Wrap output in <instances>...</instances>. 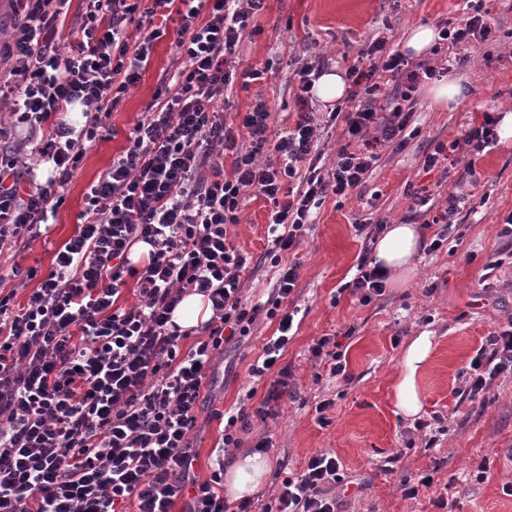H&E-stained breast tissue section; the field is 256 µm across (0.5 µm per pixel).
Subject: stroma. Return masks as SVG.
<instances>
[{
	"mask_svg": "<svg viewBox=\"0 0 512 512\" xmlns=\"http://www.w3.org/2000/svg\"><path fill=\"white\" fill-rule=\"evenodd\" d=\"M489 11L488 39L471 41L465 63L445 62L443 54L425 56L447 80L460 81L461 94L435 102L428 85L417 94L418 136L405 148H380V160L367 181L344 201L328 196L298 248L299 282L290 296L299 310L296 334L283 357L292 368L291 399L282 401L275 418L256 425L255 436L267 437L272 470L252 497L254 512L276 503L288 473L303 470L310 455L329 452L343 467L346 484L338 490L348 512H440L435 505L446 494L451 512H512V496L502 487L512 483V376L498 377L486 403L461 396L464 371L489 332L512 319V264L485 274L488 263L512 247L501 230L512 213V140L497 143L457 162L449 175L424 172L422 154L428 145L451 142L483 113L512 107V0H482ZM468 16L465 0H266L253 23L256 31L240 48V68L265 70V79L245 82L236 77L225 92L224 116L240 123L257 98L271 112L272 135L288 126L295 110L294 59L324 60L326 71L345 72L379 36L402 49L405 32L431 28ZM170 35L157 40L142 80L125 93L106 120L108 132L86 154L65 188V202L53 224L22 234L15 256L0 259V288L13 292L14 306L25 303L38 280L49 273L57 249L75 231L90 184L128 144V137L159 82L171 72L174 52ZM472 166L475 177L464 176ZM428 187L437 206L449 195L469 202L434 253L420 252L414 273L401 284L363 306L343 292L362 257L373 254V240L357 236L354 224L420 225L423 243L435 230L426 215L412 211L408 187ZM270 203L247 196L230 239L250 258L253 270L243 284L249 302L266 301L275 278L267 251ZM35 271L20 280L12 267ZM275 324L258 318L249 335L226 344L217 354L214 373L204 390V406L192 432L193 479H208L223 459L224 413L243 400L259 404L268 380H257L248 367L272 336ZM434 338L432 356L418 378L423 408L410 418L398 412L394 381L409 341L422 332ZM334 334L343 338L349 379H331L310 358L315 340ZM329 400L328 425H319L317 402ZM441 425L438 438L430 428ZM485 475H478V468ZM431 473L434 486L416 498L403 497L399 483Z\"/></svg>",
	"mask_w": 512,
	"mask_h": 512,
	"instance_id": "35a3bbf8",
	"label": "stroma"
}]
</instances>
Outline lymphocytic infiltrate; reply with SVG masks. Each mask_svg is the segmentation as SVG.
I'll return each mask as SVG.
<instances>
[{"label": "lymphocytic infiltrate", "mask_w": 512, "mask_h": 512, "mask_svg": "<svg viewBox=\"0 0 512 512\" xmlns=\"http://www.w3.org/2000/svg\"><path fill=\"white\" fill-rule=\"evenodd\" d=\"M67 3L26 0L4 45L11 66L0 100L11 101L24 136L10 139L0 130V252L15 249L22 230L55 217L59 188L101 139L118 94L141 80L162 32L126 35L136 12L151 18L182 4L173 40L180 65L158 88L123 154L89 186L78 229L57 250L51 272L19 312L0 298V512H121L130 499L137 512H172L188 487L187 512H249L248 502L232 508L217 493L222 472L189 480L204 382L229 336L249 335L262 315L278 326L248 372L274 379L258 406L228 417L225 447H242L244 435L290 395L292 371L280 360L294 315L281 305L298 283L299 264L287 256L327 195L344 199L366 182L378 147L407 144L416 93L440 72L409 62L386 39L373 41L346 70L361 89L354 111L330 113L344 119L348 143L326 168L310 107L320 62L294 68L296 119L276 142L268 140L265 101L242 120L248 143L224 122L238 47L264 0H152L146 9L137 0H84L66 41L60 23ZM490 32L488 14L477 5L465 22L440 27L437 39L455 52ZM75 110L85 119L79 129L65 118ZM498 123L483 113L460 138L424 152V169L437 168L452 151L495 146ZM268 145L274 155L265 160ZM36 157L53 165L47 182L30 168ZM251 192L274 205L268 254L278 269L272 296L253 306L242 299L247 258L227 240ZM139 243L150 250L138 268L129 255ZM129 277L140 302L125 308L118 299ZM388 278L384 267L363 259L344 289L365 306L383 295ZM188 293L207 297L212 316L201 327L203 339L185 350L171 315ZM505 373H512V321L489 333L471 358L462 396L478 400ZM342 481L336 457L314 453L300 474L283 479L275 512H343L335 493Z\"/></svg>", "instance_id": "obj_1"}]
</instances>
